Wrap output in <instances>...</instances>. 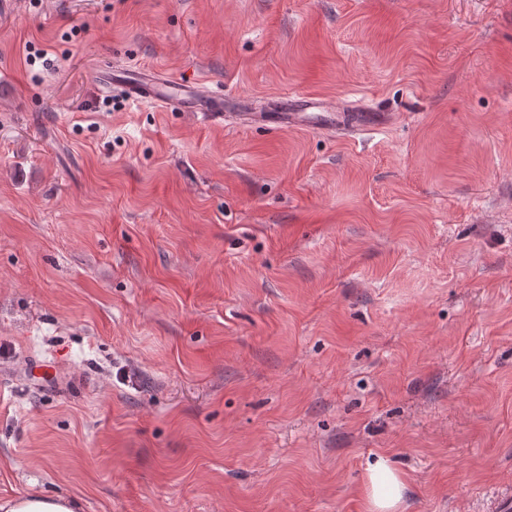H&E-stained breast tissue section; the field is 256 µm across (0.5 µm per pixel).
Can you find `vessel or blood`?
I'll use <instances>...</instances> for the list:
<instances>
[{
	"instance_id": "vessel-or-blood-1",
	"label": "vessel or blood",
	"mask_w": 512,
	"mask_h": 512,
	"mask_svg": "<svg viewBox=\"0 0 512 512\" xmlns=\"http://www.w3.org/2000/svg\"><path fill=\"white\" fill-rule=\"evenodd\" d=\"M103 88H120L134 102L150 103L182 112H196L209 118H224V95L206 83L185 84L163 78L149 69L127 65L105 70L100 80ZM233 120L243 125L272 124L280 128L312 126L336 132H359L385 123L384 115L369 110L347 114L323 107L316 100L275 103L270 112H236Z\"/></svg>"
}]
</instances>
